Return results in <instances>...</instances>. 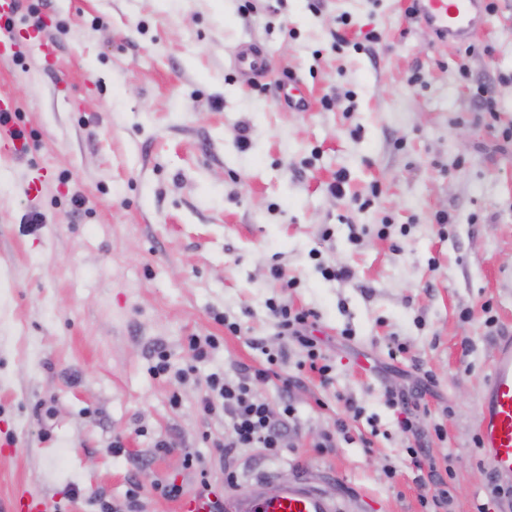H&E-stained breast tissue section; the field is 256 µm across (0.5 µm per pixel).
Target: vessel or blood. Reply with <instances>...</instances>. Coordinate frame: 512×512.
<instances>
[{
    "label": "vessel or blood",
    "mask_w": 512,
    "mask_h": 512,
    "mask_svg": "<svg viewBox=\"0 0 512 512\" xmlns=\"http://www.w3.org/2000/svg\"><path fill=\"white\" fill-rule=\"evenodd\" d=\"M411 15L431 30L436 41L462 46L472 42L486 22L490 0H411ZM263 52L244 44L235 54V67L247 78L266 70ZM478 429L484 459L501 481L512 483V336L502 337L486 381L478 410ZM224 512H345L341 498L331 496L305 475L277 482L276 474L263 471L244 487L223 493L185 495L178 512H215L216 501ZM44 499L29 493L12 498L7 512H46Z\"/></svg>",
    "instance_id": "1"
}]
</instances>
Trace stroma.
Returning a JSON list of instances; mask_svg holds the SVG:
<instances>
[{"label":"stroma","instance_id":"35a3bbf8","mask_svg":"<svg viewBox=\"0 0 512 512\" xmlns=\"http://www.w3.org/2000/svg\"><path fill=\"white\" fill-rule=\"evenodd\" d=\"M241 3L17 2L16 51L0 60V95L15 103L0 134H25L0 153V438L15 442L0 447V501L22 490L100 512L135 482L145 512H177L157 481L224 484V417L199 408L211 375L236 378L282 349L290 392L273 377L254 388L274 408L289 396L295 419L279 456L233 451L241 481L313 471L348 512H424L437 488L414 480L391 389L447 471L450 512H512L491 501L474 443L497 341L512 333V0H496L469 52L436 43L405 0ZM32 4L52 58L32 46ZM244 42L269 60L250 82L234 68ZM288 81L309 111L289 108ZM484 83L493 118L475 98ZM44 169L50 181L28 193ZM341 171L339 199L328 186ZM275 263L295 287L271 276ZM343 265L348 281L322 274ZM272 299L315 312L329 383L300 369ZM209 334L219 348L192 363L188 336ZM159 349L196 372L154 375ZM340 418L348 439L320 450Z\"/></svg>","mask_w":512,"mask_h":512}]
</instances>
